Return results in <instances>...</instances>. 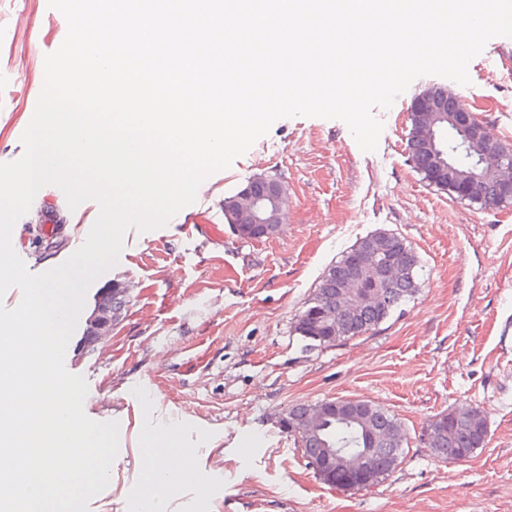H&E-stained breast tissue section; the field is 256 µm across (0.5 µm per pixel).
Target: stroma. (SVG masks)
<instances>
[{"mask_svg": "<svg viewBox=\"0 0 512 512\" xmlns=\"http://www.w3.org/2000/svg\"><path fill=\"white\" fill-rule=\"evenodd\" d=\"M67 34L48 0H0V162L21 136L44 86V58ZM470 85L428 75L387 109L375 151L338 119L282 118L229 168L200 184L165 226L128 230L117 264L89 287L85 312L112 282L130 304L99 356L78 322L65 366L84 376L92 420L117 422L119 452L88 512H130L146 496L143 455L184 458L165 512H512V207L481 209L427 186L409 158V107L437 85L453 90L512 144V38L495 37L468 67ZM280 177L290 206L282 232L245 240L224 200L253 175ZM100 208L69 210L54 185L36 194L12 242L33 273L67 260ZM64 221L51 247V223ZM403 236L422 271L415 298L375 333L303 351L294 322L323 271L360 238ZM336 398L370 401L406 427L403 462L378 486L322 483L282 427L292 407ZM465 404L486 414L488 438L464 461L424 444L438 413Z\"/></svg>", "mask_w": 512, "mask_h": 512, "instance_id": "1", "label": "stroma"}]
</instances>
